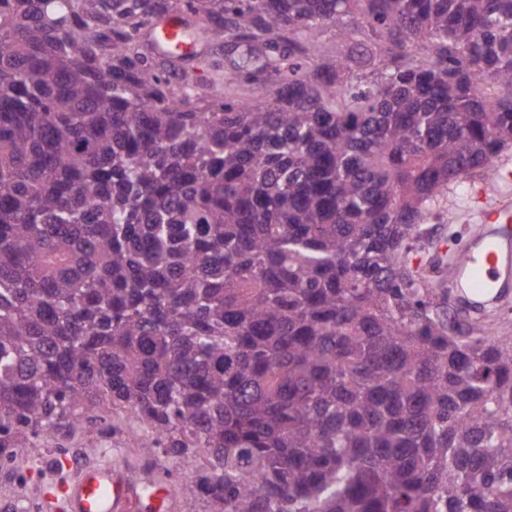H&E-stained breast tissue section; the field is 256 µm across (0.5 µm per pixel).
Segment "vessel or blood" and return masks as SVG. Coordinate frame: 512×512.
<instances>
[{"label":"vessel or blood","instance_id":"1","mask_svg":"<svg viewBox=\"0 0 512 512\" xmlns=\"http://www.w3.org/2000/svg\"><path fill=\"white\" fill-rule=\"evenodd\" d=\"M450 277L459 305L482 314L490 304L512 297V209L488 205L471 240L449 246ZM62 479L47 488L51 512H128L137 493L110 465L73 469L68 457L54 459Z\"/></svg>","mask_w":512,"mask_h":512}]
</instances>
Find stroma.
Here are the masks:
<instances>
[{
	"instance_id": "obj_1",
	"label": "stroma",
	"mask_w": 512,
	"mask_h": 512,
	"mask_svg": "<svg viewBox=\"0 0 512 512\" xmlns=\"http://www.w3.org/2000/svg\"><path fill=\"white\" fill-rule=\"evenodd\" d=\"M444 221L438 226L439 250H446L450 234L474 231L479 222L481 203L475 192L467 197L449 193L444 202ZM65 455L82 465L101 458L128 470L137 480L177 486L181 474L201 470L203 457L171 459L147 453L125 433L99 434L94 430L62 435H45L36 451L18 454L7 462L0 461V503L9 501L11 512H50L46 505L47 483L57 477L52 458Z\"/></svg>"
}]
</instances>
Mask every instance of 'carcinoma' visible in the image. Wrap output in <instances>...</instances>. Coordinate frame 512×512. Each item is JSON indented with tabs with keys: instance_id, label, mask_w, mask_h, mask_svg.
Returning <instances> with one entry per match:
<instances>
[{
	"instance_id": "1",
	"label": "carcinoma",
	"mask_w": 512,
	"mask_h": 512,
	"mask_svg": "<svg viewBox=\"0 0 512 512\" xmlns=\"http://www.w3.org/2000/svg\"><path fill=\"white\" fill-rule=\"evenodd\" d=\"M509 86L512 0H0V459L104 399L206 512H512V336L426 251Z\"/></svg>"
}]
</instances>
